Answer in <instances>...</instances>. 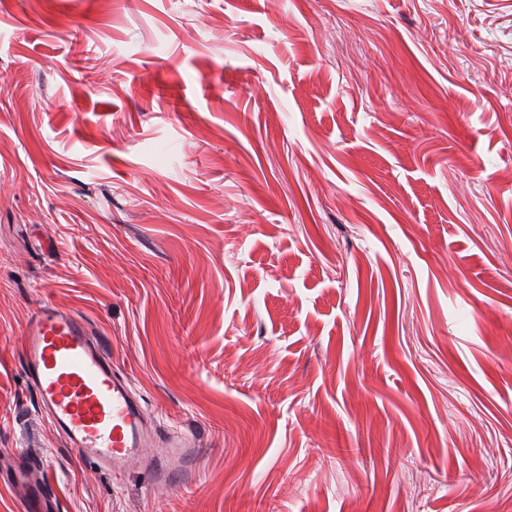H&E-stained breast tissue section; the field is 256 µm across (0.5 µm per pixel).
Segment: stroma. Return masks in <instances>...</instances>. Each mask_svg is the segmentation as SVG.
<instances>
[{
	"label": "stroma",
	"instance_id": "35a3bbf8",
	"mask_svg": "<svg viewBox=\"0 0 512 512\" xmlns=\"http://www.w3.org/2000/svg\"><path fill=\"white\" fill-rule=\"evenodd\" d=\"M83 316L188 486L66 446ZM56 512H512V0H0V470Z\"/></svg>",
	"mask_w": 512,
	"mask_h": 512
}]
</instances>
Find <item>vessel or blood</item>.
I'll use <instances>...</instances> for the list:
<instances>
[{
  "label": "vessel or blood",
  "instance_id": "vessel-or-blood-1",
  "mask_svg": "<svg viewBox=\"0 0 512 512\" xmlns=\"http://www.w3.org/2000/svg\"><path fill=\"white\" fill-rule=\"evenodd\" d=\"M22 367L39 407L81 460L111 473L136 470L156 486L190 483L194 432L151 426L128 380L79 315L44 304L31 317Z\"/></svg>",
  "mask_w": 512,
  "mask_h": 512
}]
</instances>
